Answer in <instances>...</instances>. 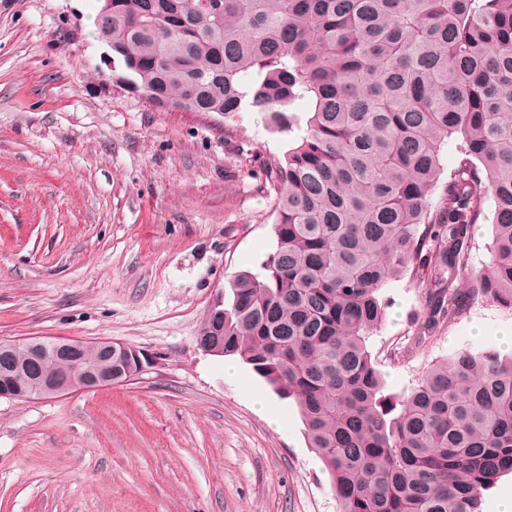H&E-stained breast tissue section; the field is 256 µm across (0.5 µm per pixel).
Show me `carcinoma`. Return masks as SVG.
<instances>
[{
	"mask_svg": "<svg viewBox=\"0 0 512 512\" xmlns=\"http://www.w3.org/2000/svg\"><path fill=\"white\" fill-rule=\"evenodd\" d=\"M95 25L156 106L258 112L291 138L264 165L266 274L232 276L199 335L296 402L337 512H481L512 474V356L466 343L391 396L366 339L381 288L415 265L425 334L463 311L461 275L470 296L512 307V0H112ZM451 137L460 159L442 184ZM488 206L490 263L475 270L468 229ZM108 364L136 361L39 367Z\"/></svg>",
	"mask_w": 512,
	"mask_h": 512,
	"instance_id": "carcinoma-1",
	"label": "carcinoma"
}]
</instances>
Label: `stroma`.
Here are the masks:
<instances>
[{
  "instance_id": "obj_1",
  "label": "stroma",
  "mask_w": 512,
  "mask_h": 512,
  "mask_svg": "<svg viewBox=\"0 0 512 512\" xmlns=\"http://www.w3.org/2000/svg\"><path fill=\"white\" fill-rule=\"evenodd\" d=\"M98 9L0 0V341L109 339L154 360L126 385L0 398V512H337L295 402L196 340L216 293L275 251L263 165L288 138L255 112L149 102L97 38ZM380 296L367 348L390 394L512 329V308L478 298L417 345L414 274Z\"/></svg>"
}]
</instances>
